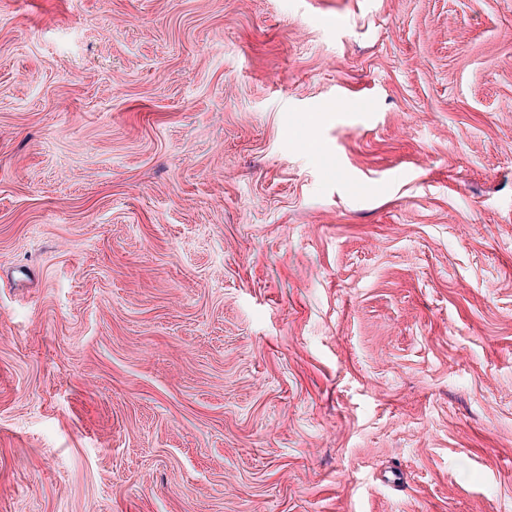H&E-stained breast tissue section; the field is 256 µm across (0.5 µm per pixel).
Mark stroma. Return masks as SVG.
I'll return each mask as SVG.
<instances>
[{"mask_svg":"<svg viewBox=\"0 0 512 512\" xmlns=\"http://www.w3.org/2000/svg\"><path fill=\"white\" fill-rule=\"evenodd\" d=\"M0 512H512V0H0Z\"/></svg>","mask_w":512,"mask_h":512,"instance_id":"1","label":"stroma"}]
</instances>
